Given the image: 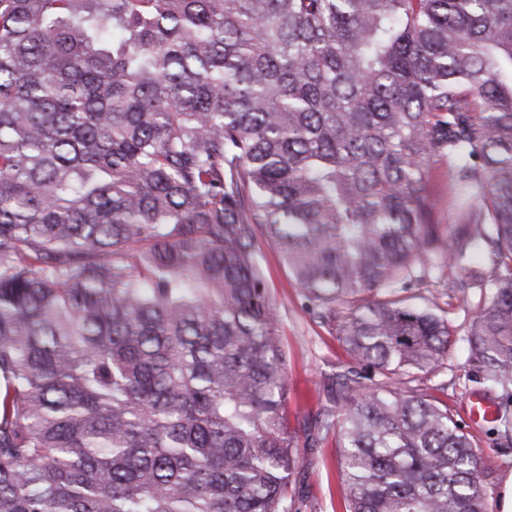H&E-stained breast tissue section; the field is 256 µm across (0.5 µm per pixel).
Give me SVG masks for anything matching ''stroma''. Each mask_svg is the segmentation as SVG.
<instances>
[{
	"instance_id": "stroma-1",
	"label": "stroma",
	"mask_w": 512,
	"mask_h": 512,
	"mask_svg": "<svg viewBox=\"0 0 512 512\" xmlns=\"http://www.w3.org/2000/svg\"><path fill=\"white\" fill-rule=\"evenodd\" d=\"M265 272L278 316V334L288 351V429L298 441L314 440L313 449H301V465L296 477L292 512H342V488L334 437L318 439L317 429L326 408L336 394V374L352 360L337 340L333 323L319 315L305 292L282 265L276 251L263 245ZM456 272L435 270L422 285L414 288L417 303L445 313L454 329L448 355L441 369L425 377V385L435 388L447 402L458 422H464V401L480 395L501 403L500 422L469 426L476 452L490 473L491 496H499L503 483L512 475V397L502 390L472 381L469 351L459 332L470 316L455 297Z\"/></svg>"
}]
</instances>
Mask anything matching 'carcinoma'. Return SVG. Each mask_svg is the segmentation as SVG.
<instances>
[{
    "mask_svg": "<svg viewBox=\"0 0 512 512\" xmlns=\"http://www.w3.org/2000/svg\"><path fill=\"white\" fill-rule=\"evenodd\" d=\"M263 242L357 364L345 512H487L402 291L512 387V0H0V512H291Z\"/></svg>",
    "mask_w": 512,
    "mask_h": 512,
    "instance_id": "1",
    "label": "carcinoma"
}]
</instances>
